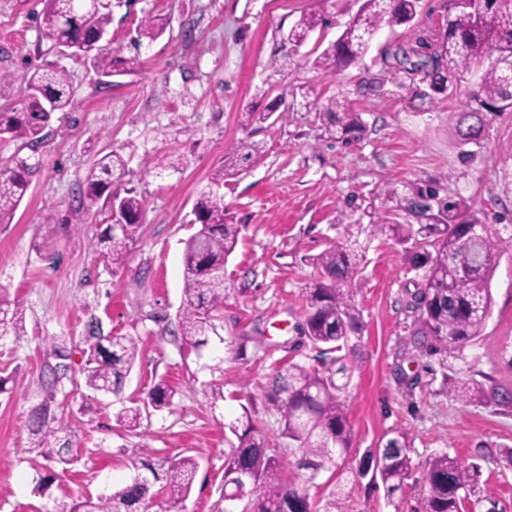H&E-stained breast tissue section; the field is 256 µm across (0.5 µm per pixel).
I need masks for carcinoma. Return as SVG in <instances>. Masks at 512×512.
Segmentation results:
<instances>
[{
    "mask_svg": "<svg viewBox=\"0 0 512 512\" xmlns=\"http://www.w3.org/2000/svg\"><path fill=\"white\" fill-rule=\"evenodd\" d=\"M419 0H363L359 12L349 21L340 37L314 61L315 68L332 74L336 69L361 59L382 26H409L417 15ZM321 23L316 15H304L288 31L286 40L298 50ZM112 8L106 0H46L42 26L45 36L60 49H75L94 70L110 77L117 68L129 72L140 65L142 49L160 37L166 24L152 16L141 19L136 37L131 39L128 56L100 44L97 35L110 30ZM395 64L412 75L408 86L413 100L452 96L460 92L464 74L481 71L479 89L470 96L466 112L448 113L459 144L478 146L485 139L489 116L512 109V0H484L474 7L468 0H448V18L444 32L432 38L421 31L406 45L392 53ZM75 75L50 66L37 69L21 90L26 96L22 112H0V142L20 141L34 150L44 139L45 129L56 112H71L76 107L72 96ZM292 100L281 113L286 120L301 106L319 109L324 134L331 140L350 141L358 137L364 125L344 96L323 104ZM36 166L14 156L0 162V226L13 223L16 210L29 187ZM126 163L115 152L99 157L87 173L78 205L70 211L67 224L81 233L94 223L96 215L112 203L125 227L108 228L90 239L99 251L119 268L127 260L136 225L141 223L145 201L134 189L120 193L116 183L126 176ZM228 168L221 166L210 178L193 208L198 229L187 239L183 254V297L179 320L185 343L198 348L207 343L203 336L215 330L213 321L224 308V264L235 248L240 225L224 207L219 190ZM380 207L373 208L376 218L368 224H349L343 238L318 254L313 261L314 278L308 288L305 319L306 336L316 348L328 347L340 352L362 327L361 312L355 296L361 278V264L367 244L385 237L400 246L410 257L414 270L423 271L421 286L414 295L419 328L416 335L430 349L461 357L465 349L482 336L492 313L491 280L501 258L512 253V236L504 238L491 225L478 236L468 234L467 225L476 223L470 206L463 199L439 197L432 185L418 186L408 194L389 187L379 195ZM404 214L408 222L394 224L382 218L380 210ZM25 312L0 287V340L24 333ZM138 354L136 340L129 336H96L85 350L80 367L85 385L104 394L119 396ZM49 356L59 363L48 366L52 379L47 383L48 399L68 366L63 361L69 352L62 343L51 344ZM347 375L346 365L336 372L310 365L291 363L274 375L265 391L266 404L280 415L282 435L301 452L302 468L310 471L308 481L333 466H345L353 442L344 391L347 384L336 382L335 374ZM465 401L479 402L485 391L477 382H465L455 388ZM173 390L163 380L147 393L144 407L161 410L171 405ZM142 407V408H144ZM142 408L128 407L120 412L129 430L140 428ZM236 441L224 459V473L242 471L252 479L249 512H341L340 493L331 492L324 507L311 497L308 486L287 481L282 462L267 446L265 437L254 427L239 430L229 427ZM67 432L63 417L40 408L32 434L38 444H60ZM422 468L421 479L427 488L422 512H462L468 495L475 491L482 474L478 463L462 464L447 453H435L421 465L413 463L410 450L399 439L388 446L373 448L358 461V477H380L387 495L401 490L414 470ZM198 462L191 456L171 462L165 471L166 512H185V501L194 482ZM152 483L132 479L120 490L72 503L61 512H141L152 499Z\"/></svg>",
    "mask_w": 512,
    "mask_h": 512,
    "instance_id": "obj_1",
    "label": "carcinoma"
}]
</instances>
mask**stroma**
Instances as JSON below:
<instances>
[{
	"label": "stroma",
	"instance_id": "stroma-1",
	"mask_svg": "<svg viewBox=\"0 0 512 512\" xmlns=\"http://www.w3.org/2000/svg\"><path fill=\"white\" fill-rule=\"evenodd\" d=\"M110 37L125 49L142 17L168 21L142 54L135 71L104 77L82 59L62 54L42 28L44 0H0V69L13 90L0 109L22 110L19 93L45 65L73 71L74 111L53 117L37 150L0 146V159L36 162L13 223L0 227V286L25 309V333L0 340V369L15 371L12 395H0V512H59L79 497L118 489L135 476L133 460L146 456L162 471L192 455L199 468L186 512H216L224 484L227 427L249 416L276 448L286 479L309 472L282 435L279 415L264 400L279 366L301 362L336 369L334 354H320L304 333L311 260L336 242L348 224H365V210L384 189L435 183L443 198H461L482 223L512 234V112L493 116L481 146L463 151L449 113L458 111L479 74L460 95L433 102L409 100L407 73L389 67L388 53L415 30L382 28L356 64L324 74L313 60L335 41L361 0H112ZM324 24L299 50L284 44L305 14ZM286 58L282 69L269 61ZM327 100L345 94L365 123L349 142L323 136L316 112L282 122L271 108L295 88ZM256 117L244 122L243 110ZM259 156L241 162L224 181V204L241 231L224 267L228 286L214 332L201 348L183 345L177 318L182 256L194 233L193 207L224 154L239 141ZM117 152L127 162L124 187L146 200L126 264L112 268L88 246L103 234L107 214L84 233L65 229L87 171L98 154ZM57 225L53 260L34 248L45 225ZM420 282L398 246L373 240L365 253L355 297L361 334L346 353L352 377L346 388L354 441L351 457L399 438L414 463L446 452L480 463L482 477L463 512H512V468L498 457L512 448V257L503 256L492 279L493 307L481 340L464 359L430 350L417 340V315L408 306ZM102 334L135 338L134 369L121 397L87 388L79 374L90 325ZM67 339L69 371L52 405L70 429L73 462L61 469L55 449L40 448L32 415L46 396V350ZM175 391L169 409L129 434L117 414L146 397L158 380ZM473 379L497 390L488 401L463 404L455 380ZM223 387L217 401L203 392ZM342 492V512H421L426 488L419 477L387 497L381 481L349 469L323 471L312 496Z\"/></svg>",
	"mask_w": 512,
	"mask_h": 512
}]
</instances>
